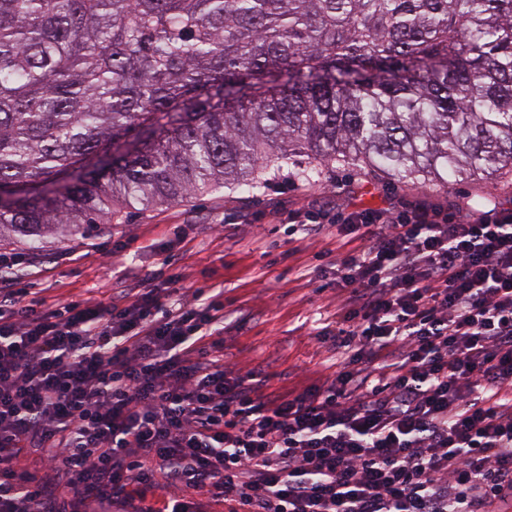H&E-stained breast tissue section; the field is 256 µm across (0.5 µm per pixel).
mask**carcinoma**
Segmentation results:
<instances>
[{
    "label": "carcinoma",
    "instance_id": "carcinoma-1",
    "mask_svg": "<svg viewBox=\"0 0 512 512\" xmlns=\"http://www.w3.org/2000/svg\"><path fill=\"white\" fill-rule=\"evenodd\" d=\"M512 174V0H0V241L86 234L295 157Z\"/></svg>",
    "mask_w": 512,
    "mask_h": 512
}]
</instances>
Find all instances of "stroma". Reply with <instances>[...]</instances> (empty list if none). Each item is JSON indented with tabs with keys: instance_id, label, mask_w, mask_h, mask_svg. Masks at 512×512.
<instances>
[{
	"instance_id": "35a3bbf8",
	"label": "stroma",
	"mask_w": 512,
	"mask_h": 512,
	"mask_svg": "<svg viewBox=\"0 0 512 512\" xmlns=\"http://www.w3.org/2000/svg\"><path fill=\"white\" fill-rule=\"evenodd\" d=\"M489 196L511 203L512 184L478 177L444 190L414 187L339 166L326 169L321 181L309 186L283 169L269 176L254 198L224 189L167 208L128 212L101 225L92 237L100 246L96 252L84 253L79 237H49L36 248L4 243L0 253L24 256L23 270L41 296L92 302L108 301L113 289L138 284L148 269L169 259L180 288L223 285L225 306L246 317L242 328L226 336L225 361H271L279 374L275 386L298 388L314 370L336 360L314 333L336 311V294L323 288L316 269L330 261L337 244L325 235L289 237L290 214L312 204L378 209L390 202L425 203L453 214ZM115 238L128 242L127 251L102 252V245Z\"/></svg>"
}]
</instances>
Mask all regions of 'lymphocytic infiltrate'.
Segmentation results:
<instances>
[{"instance_id": "f902f5d3", "label": "lymphocytic infiltrate", "mask_w": 512, "mask_h": 512, "mask_svg": "<svg viewBox=\"0 0 512 512\" xmlns=\"http://www.w3.org/2000/svg\"><path fill=\"white\" fill-rule=\"evenodd\" d=\"M290 220L346 250L317 270L335 368L280 393L270 364L225 363L223 289L178 298L158 268L50 305L0 258V512L512 506V206Z\"/></svg>"}]
</instances>
